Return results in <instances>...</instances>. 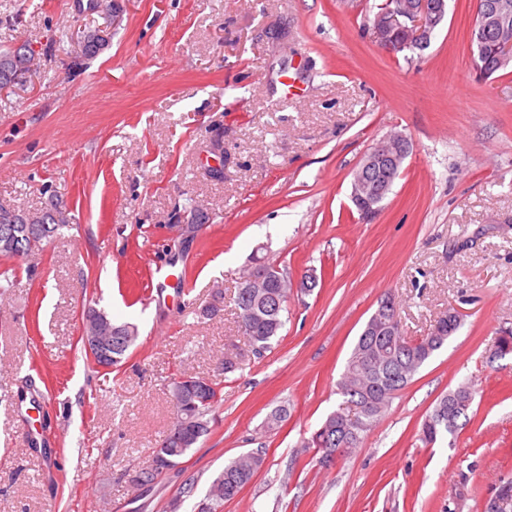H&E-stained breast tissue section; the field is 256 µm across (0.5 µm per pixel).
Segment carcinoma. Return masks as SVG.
<instances>
[{
    "mask_svg": "<svg viewBox=\"0 0 512 512\" xmlns=\"http://www.w3.org/2000/svg\"><path fill=\"white\" fill-rule=\"evenodd\" d=\"M512 38V0H478L477 23L471 33L473 59L482 65L479 78L487 80L512 67V60L504 62L492 51V44L503 38ZM31 52L23 43L13 49L0 52V84L16 83L23 76ZM406 156L390 166L381 164L362 173L357 169L352 182V197L361 193L359 180L367 183V213H375L391 192L400 176ZM11 225L18 237V245L39 248L49 242L65 227L58 211L45 203L43 208L24 212L0 205V227ZM254 270L265 282L257 288L248 277L237 288L234 303L242 333L248 337L249 353L261 358L280 337L288 312V297L293 293L287 270L268 258H256L251 262ZM372 322L365 325L352 349L344 371L337 382V394L352 407L345 412L343 407L330 413L304 447L315 448L322 456L352 452L359 447L381 415L389 407L397 393L403 390L416 372L439 351L456 333L461 325L457 316L444 314L436 320L431 332L416 341L404 336L397 304L390 295L378 301ZM112 327L123 333L118 349L112 351L109 365L116 367L139 338L138 327L129 322H112ZM217 390H197L192 397L194 406L185 413V422L192 427L190 436L179 442L175 429L160 441L155 452L169 460L165 468L174 470L181 460L194 448L202 437L211 432L216 422L214 410L220 403ZM474 400V392L468 384H461L444 395L433 412L424 420L422 438L434 444L440 438L455 439L462 428L460 420H469L468 411ZM266 459V448L260 446L231 459L224 469L213 478L202 502L207 509L197 512H224V503L235 499L261 470ZM512 507V480L499 486L495 499L487 512H509Z\"/></svg>",
    "mask_w": 512,
    "mask_h": 512,
    "instance_id": "cac0c4a2",
    "label": "carcinoma"
}]
</instances>
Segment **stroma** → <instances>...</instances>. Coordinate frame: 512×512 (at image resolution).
Masks as SVG:
<instances>
[{
  "label": "stroma",
  "instance_id": "1",
  "mask_svg": "<svg viewBox=\"0 0 512 512\" xmlns=\"http://www.w3.org/2000/svg\"><path fill=\"white\" fill-rule=\"evenodd\" d=\"M378 2L119 0L115 15L0 0V52L27 42L35 58L0 90V204L52 200L68 219L0 288V512H191L260 444L263 468L224 512H486L512 479V357L494 355L512 331V71L476 77L477 0H447L429 46L399 53L364 26ZM98 28L107 46L81 56ZM396 132L409 154L362 217L353 175ZM256 255L318 286L291 296L271 351L226 374L225 350L248 347L233 296ZM159 266L191 293L156 283ZM386 293L408 339L451 310L462 325L361 447L322 464L300 442L340 404ZM90 307L137 326L121 366L86 359ZM182 375L218 385L217 422L130 500L124 473L171 429ZM462 383L475 401L455 446L425 445L424 420Z\"/></svg>",
  "mask_w": 512,
  "mask_h": 512
}]
</instances>
